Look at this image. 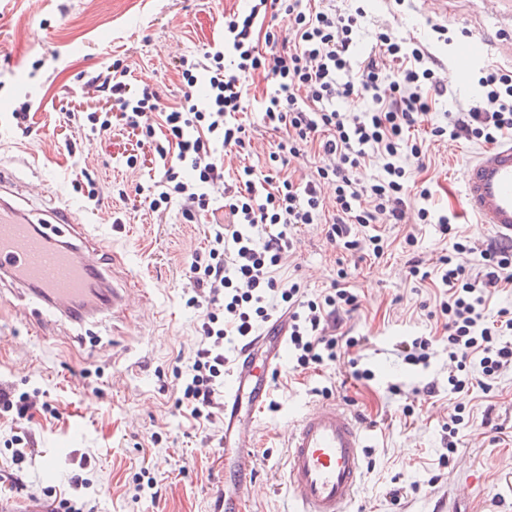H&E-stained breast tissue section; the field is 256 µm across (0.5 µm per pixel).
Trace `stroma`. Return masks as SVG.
Listing matches in <instances>:
<instances>
[{
	"mask_svg": "<svg viewBox=\"0 0 512 512\" xmlns=\"http://www.w3.org/2000/svg\"><path fill=\"white\" fill-rule=\"evenodd\" d=\"M366 16L356 34L371 45L378 32L392 31L404 42L419 41L440 60L439 73L454 98L428 112L418 128L448 123L455 105L468 97L452 70L457 43L471 31L495 33L496 27L472 0H457L456 18L439 41L421 14L420 0L376 8L365 0ZM249 9L248 0H10L0 11L5 32L0 51V159L11 162L21 185L46 182L49 190L35 206L67 205L93 225L112 252L107 278L132 288L127 310L76 328L57 317L40 321L18 309L15 289H0V383L23 392L47 390L56 415L35 413L15 426L0 419V471L15 484L0 488L11 498L53 512L70 497L76 476L89 478L87 491L95 512H219L224 487L221 424L195 428L176 406L174 368L198 344L197 310L185 300L192 253L209 245L206 224L186 223L178 205L147 211L136 188L150 185L153 153L137 147L126 131L100 136L90 128L66 124L69 110L96 106L82 98L85 82L106 72L115 60L128 67L133 83L164 95L169 104L182 99V82L173 59L221 41L224 19ZM30 99L29 132L18 130L12 108ZM484 146L480 140L430 143L424 170H413L416 185L432 189L438 207L454 216L471 250L461 263L482 268L481 252L491 240L461 190L465 162ZM137 153L136 168L124 157ZM95 181L98 206L83 196ZM127 198H119V189ZM418 195L406 200V218L379 228L387 245L381 258H368L348 270L359 309L345 318L343 331L363 337V346L342 354L317 372L277 374L271 407L256 428L257 481L246 512H288L285 486L286 434L291 417L317 402L318 388L353 410L367 434L361 486L354 512H512V365L490 381L456 394L448 378L456 367L446 349H438L429 367L403 361L396 345L417 336L441 337L442 324L430 313L439 290L418 283L409 273L410 256L425 266L452 250L451 239L436 225L420 223ZM415 234L413 252L403 238ZM340 252L326 242L321 225L302 226L279 274L296 279L308 294H319L335 280ZM371 369L373 380L352 376L351 359ZM125 375L123 387L113 374ZM435 382L437 396L423 393ZM415 407L412 417L402 408ZM472 415V427L460 429L456 452L448 450L444 425L454 410ZM27 432L31 450L22 464L12 454L17 431ZM54 458L56 477L47 480L44 462ZM149 470L160 490L157 499L137 498L135 479ZM399 497H391L392 489Z\"/></svg>",
	"mask_w": 512,
	"mask_h": 512,
	"instance_id": "1",
	"label": "stroma"
}]
</instances>
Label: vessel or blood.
Returning <instances> with one entry per match:
<instances>
[{"mask_svg": "<svg viewBox=\"0 0 512 512\" xmlns=\"http://www.w3.org/2000/svg\"><path fill=\"white\" fill-rule=\"evenodd\" d=\"M479 2L496 18L497 39L492 42L475 33L463 42L454 59L461 75L485 60L491 48L512 57V0ZM462 183L479 223L512 243V140L477 152L464 166ZM16 196L14 172L0 162V276L24 289L25 308L80 324L128 307L127 288H104L99 300L85 299L90 287L103 278L96 257L104 247L91 238L88 225L67 206L51 209V223L67 225L78 240L77 245L60 249L51 235L32 231V213L16 203ZM288 322L287 313H279L266 330L251 338L238 352L224 388V435L234 441L229 476L235 486L234 494L224 498V512H242L252 488L247 477L254 469V430L271 396L273 374L287 356ZM365 439L343 405H310L287 433L289 512H351L363 474Z\"/></svg>", "mask_w": 512, "mask_h": 512, "instance_id": "vessel-or-blood-1", "label": "vessel or blood"}]
</instances>
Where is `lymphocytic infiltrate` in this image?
Listing matches in <instances>:
<instances>
[{
	"label": "lymphocytic infiltrate",
	"mask_w": 512,
	"mask_h": 512,
	"mask_svg": "<svg viewBox=\"0 0 512 512\" xmlns=\"http://www.w3.org/2000/svg\"><path fill=\"white\" fill-rule=\"evenodd\" d=\"M266 17L287 20V37L272 27L256 38L255 24ZM363 17L359 8L317 9L310 0H252L248 14L225 19L223 42L179 59L176 69L185 86L179 106L134 85L127 68L117 65L101 82L109 92L107 110L66 115L69 123L87 122L102 134L121 126L139 144L152 146L157 177L144 198L149 211L176 202L186 222H209L210 246L194 252L189 264V303L203 311L200 340L176 370L177 406L196 426L212 425L223 409L227 345L247 341L275 307L291 316L288 351L296 370L323 369L335 363L341 346L358 343L328 331L359 308L346 268H338L327 291L313 298L305 297L300 283L277 278L276 269L297 229L319 220L326 241L345 256L383 255L377 227L403 223L411 171L426 166L427 147L414 129L448 96L437 77V58L421 43H404L385 30L367 53L355 56ZM256 74L268 82L260 102L262 126L281 139L265 168L237 169L233 185L225 186L223 207L216 209L208 189L223 183L222 154L246 159L252 153V135L238 115L249 107L248 80ZM202 76L206 91L199 100L195 88ZM478 84L480 99L460 108L449 124L434 126V140L492 143L512 136V70L485 64ZM352 95L369 99L371 108L353 116L339 111L337 101ZM152 113L157 123H149ZM309 152L318 158L314 174L281 176L279 163ZM372 159L379 161V173L361 183L357 172ZM327 180L335 183L330 201L321 192ZM419 197V220L438 225L453 244L433 268L412 260L410 273L440 290L449 360L459 371L478 362L483 376H494L512 363V311L500 310L489 324L483 312L497 289L512 287V245H489L483 272L471 274L455 260L468 248L466 237L447 214L433 209L429 188ZM43 396L37 387L22 393L0 388V419L19 424L35 407L50 410Z\"/></svg>",
	"instance_id": "1"
}]
</instances>
